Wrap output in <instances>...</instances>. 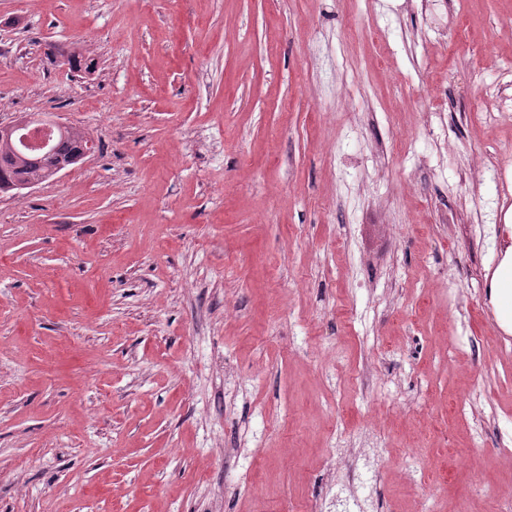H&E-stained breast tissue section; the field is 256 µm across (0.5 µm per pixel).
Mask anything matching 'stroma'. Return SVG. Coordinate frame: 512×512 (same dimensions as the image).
Wrapping results in <instances>:
<instances>
[{"label": "stroma", "mask_w": 512, "mask_h": 512, "mask_svg": "<svg viewBox=\"0 0 512 512\" xmlns=\"http://www.w3.org/2000/svg\"><path fill=\"white\" fill-rule=\"evenodd\" d=\"M506 62L512 0H0V124L96 144L0 195V512H334L363 455L378 512L512 492ZM54 113L40 112L20 116L10 124L0 126L3 137H10L17 130H26V135L34 142L35 150H44L50 144V134L56 133L62 137L68 136L72 127L56 120ZM49 134L47 138L44 135ZM505 233L508 243L503 251L496 269L494 270L490 286L491 302L496 311L499 326L512 330V213L505 220Z\"/></svg>", "instance_id": "stroma-1"}]
</instances>
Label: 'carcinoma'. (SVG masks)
I'll return each mask as SVG.
<instances>
[{
	"label": "carcinoma",
	"instance_id": "1",
	"mask_svg": "<svg viewBox=\"0 0 512 512\" xmlns=\"http://www.w3.org/2000/svg\"><path fill=\"white\" fill-rule=\"evenodd\" d=\"M84 137L82 131L66 139L57 137L50 149L40 152L24 149L14 136L9 141L0 137V192H9L8 185L15 177L42 184L50 179L51 171L59 165L74 166L70 158Z\"/></svg>",
	"mask_w": 512,
	"mask_h": 512
}]
</instances>
